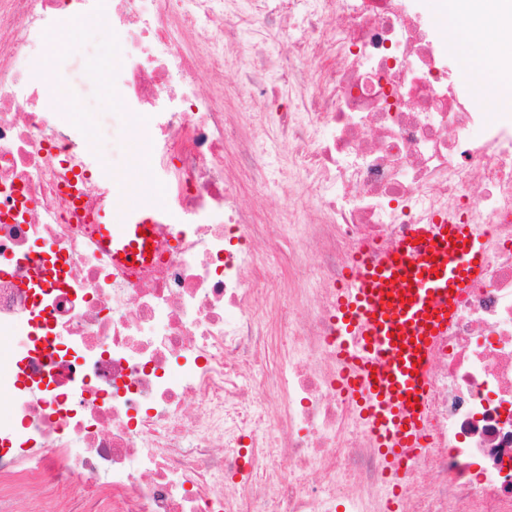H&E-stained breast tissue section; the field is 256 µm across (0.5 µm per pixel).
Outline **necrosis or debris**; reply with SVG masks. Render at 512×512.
<instances>
[{
    "label": "necrosis or debris",
    "mask_w": 512,
    "mask_h": 512,
    "mask_svg": "<svg viewBox=\"0 0 512 512\" xmlns=\"http://www.w3.org/2000/svg\"><path fill=\"white\" fill-rule=\"evenodd\" d=\"M80 24L127 58L103 77L148 115L169 195L133 275L96 243L106 159L44 102L46 41ZM438 24L417 0H0L11 512H391L336 385V294L358 254L448 219L486 273L435 342L405 512H512V113L474 108ZM228 69L272 113L226 111ZM248 181L297 204L257 220Z\"/></svg>",
    "instance_id": "obj_1"
}]
</instances>
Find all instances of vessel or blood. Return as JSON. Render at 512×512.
<instances>
[{"mask_svg":"<svg viewBox=\"0 0 512 512\" xmlns=\"http://www.w3.org/2000/svg\"><path fill=\"white\" fill-rule=\"evenodd\" d=\"M162 209L101 225L103 245L129 228L152 230ZM483 242L468 224H416L393 251L357 257L336 301L343 385L360 392L374 439L394 461L421 446L433 345L474 278Z\"/></svg>","mask_w":512,"mask_h":512,"instance_id":"b4317fda","label":"vessel or blood"}]
</instances>
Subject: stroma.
<instances>
[{
    "label": "stroma",
    "mask_w": 512,
    "mask_h": 512,
    "mask_svg": "<svg viewBox=\"0 0 512 512\" xmlns=\"http://www.w3.org/2000/svg\"><path fill=\"white\" fill-rule=\"evenodd\" d=\"M124 67L114 52L110 30L103 26L76 28L66 53L47 52L42 58V72L49 86L65 87L74 102L67 115L84 127L88 143L104 154L114 173L130 164L135 123L126 114L122 100L113 96L111 88L98 83L96 75L103 68L117 71Z\"/></svg>",
    "instance_id": "1"
}]
</instances>
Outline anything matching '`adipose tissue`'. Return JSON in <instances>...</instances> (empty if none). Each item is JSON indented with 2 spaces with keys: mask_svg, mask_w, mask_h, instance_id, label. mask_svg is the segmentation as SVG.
<instances>
[{
  "mask_svg": "<svg viewBox=\"0 0 512 512\" xmlns=\"http://www.w3.org/2000/svg\"><path fill=\"white\" fill-rule=\"evenodd\" d=\"M443 19L452 40L471 45L460 64L472 76L477 101L485 111L512 113V76L503 71L504 63L512 59V27L500 28L497 40L487 41L482 35V20L472 10V0H448ZM131 156V170L117 173L113 180L112 202L123 207L135 202L142 190L141 182L132 178V170L143 172L149 167V157L139 143H132Z\"/></svg>",
  "mask_w": 512,
  "mask_h": 512,
  "instance_id": "adipose-tissue-1",
  "label": "adipose tissue"
}]
</instances>
